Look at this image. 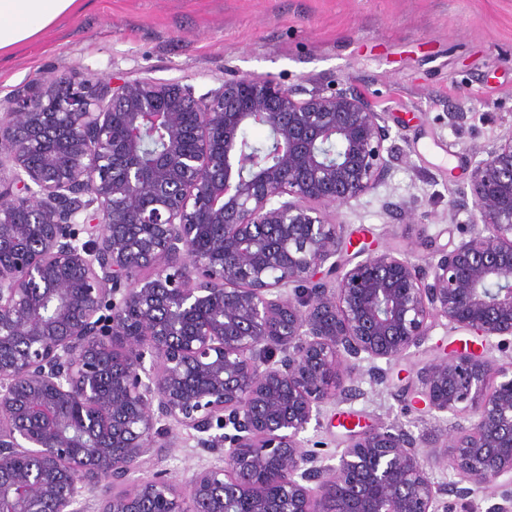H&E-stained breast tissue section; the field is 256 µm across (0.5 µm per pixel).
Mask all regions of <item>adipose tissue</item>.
<instances>
[{
  "label": "adipose tissue",
  "mask_w": 512,
  "mask_h": 512,
  "mask_svg": "<svg viewBox=\"0 0 512 512\" xmlns=\"http://www.w3.org/2000/svg\"><path fill=\"white\" fill-rule=\"evenodd\" d=\"M84 7L85 0H0V54L41 38Z\"/></svg>",
  "instance_id": "obj_1"
}]
</instances>
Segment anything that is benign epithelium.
Wrapping results in <instances>:
<instances>
[{"mask_svg":"<svg viewBox=\"0 0 512 512\" xmlns=\"http://www.w3.org/2000/svg\"><path fill=\"white\" fill-rule=\"evenodd\" d=\"M268 131L266 149L243 132ZM159 129L164 147L140 156ZM386 116L354 87L233 76L51 77L0 107V512H448L399 426H351L335 465L301 433L441 319L482 338L417 372L455 425L466 493L512 512V131L473 163L467 236L421 266L344 258L330 209L380 185ZM88 236L80 239V233ZM279 360H273L274 354ZM220 463L131 479L161 423ZM273 470V486L258 475Z\"/></svg>","mask_w":512,"mask_h":512,"instance_id":"1","label":"benign epithelium"}]
</instances>
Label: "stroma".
Masks as SVG:
<instances>
[{
  "mask_svg": "<svg viewBox=\"0 0 512 512\" xmlns=\"http://www.w3.org/2000/svg\"><path fill=\"white\" fill-rule=\"evenodd\" d=\"M177 79L203 96L229 75H269L290 88L347 84L385 112L396 158L387 181L333 211L355 248L409 251L426 263L460 241L449 217L472 162L512 130V0H92L89 9L0 60V103L50 76ZM459 338L440 323L410 357L362 377L359 395L327 405L304 437L339 460L351 414L420 440L434 480L459 481L450 421L414 401L416 372ZM141 464L174 480L214 464L195 432L173 428Z\"/></svg>",
  "mask_w": 512,
  "mask_h": 512,
  "instance_id": "1",
  "label": "stroma"
}]
</instances>
